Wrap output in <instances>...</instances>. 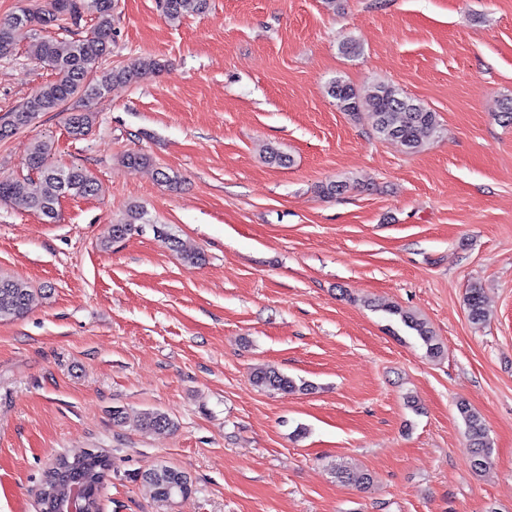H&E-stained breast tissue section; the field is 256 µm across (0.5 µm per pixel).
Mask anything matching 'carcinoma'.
I'll return each mask as SVG.
<instances>
[{"mask_svg": "<svg viewBox=\"0 0 512 512\" xmlns=\"http://www.w3.org/2000/svg\"><path fill=\"white\" fill-rule=\"evenodd\" d=\"M205 5L206 0H162L163 14L170 21L198 12ZM114 7V0H49L44 7H23L8 18L0 19V57L13 54L17 46L25 42L30 57L54 74L53 80L38 87L9 112L0 123V139L18 133L42 113L65 111V106L76 97L88 102L100 100L112 86L136 82L147 75L135 62L118 69H101L102 59L110 53L112 45ZM87 14L93 16L94 24L81 38L60 42L49 36L33 35L38 28L70 33L72 28L80 26ZM328 94L341 111L365 116L379 137L399 143L409 153L419 151L440 131L437 113L389 84L377 83L361 90L336 79L330 84ZM94 120L95 112L90 108H73L66 117L67 129L72 136L80 137L92 127ZM50 155L49 143L33 144L27 155V167L36 177H0V203L22 202L51 224L59 217L61 199L98 194L99 184L84 167L75 163L53 165L49 162ZM148 224L150 220L146 219L143 207L133 204L126 216L112 225V241L142 231ZM29 302L30 288L26 282L0 275V320L23 316ZM466 306L472 323L487 321L482 289L476 286L468 289ZM380 310L399 317L404 327L416 333L429 356H439L441 347L423 319L394 305L384 304ZM252 381L269 391H306L309 387L305 382L296 384L294 379L268 365L254 368ZM458 410L466 427L472 466L481 470L489 464L492 454L485 424L479 412L467 404L460 403ZM141 425L164 433L171 431L175 422L167 414L152 410L142 414ZM111 468L110 455L99 449L58 456L45 471L38 488L42 512H54L56 499L66 495L67 482L74 479L87 491V512H100V493ZM175 472L177 469L159 463L141 475L151 498L163 506L191 492L192 483L173 480Z\"/></svg>", "mask_w": 512, "mask_h": 512, "instance_id": "carcinoma-1", "label": "carcinoma"}]
</instances>
